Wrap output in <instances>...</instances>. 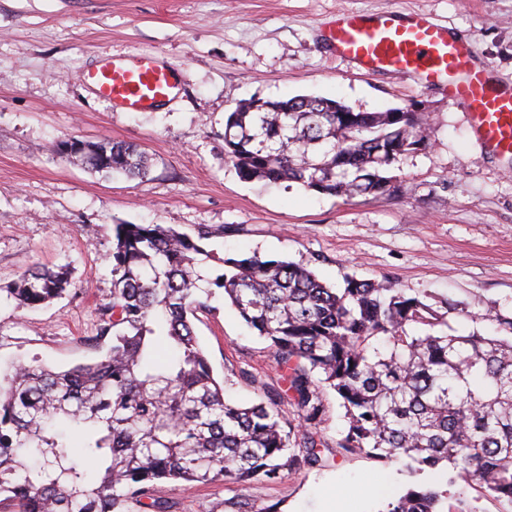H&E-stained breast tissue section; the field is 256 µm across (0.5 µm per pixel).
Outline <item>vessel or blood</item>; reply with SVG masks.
<instances>
[{
  "label": "vessel or blood",
  "mask_w": 512,
  "mask_h": 512,
  "mask_svg": "<svg viewBox=\"0 0 512 512\" xmlns=\"http://www.w3.org/2000/svg\"><path fill=\"white\" fill-rule=\"evenodd\" d=\"M336 56L367 74L388 73L444 88L465 112L471 134L493 156L512 158V82H501L473 58L466 41L422 14L338 13L327 32ZM100 99L130 112L171 100L179 73L157 55L109 59L79 74Z\"/></svg>",
  "instance_id": "vessel-or-blood-1"
}]
</instances>
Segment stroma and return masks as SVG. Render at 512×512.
<instances>
[{"instance_id":"stroma-1","label":"stroma","mask_w":512,"mask_h":512,"mask_svg":"<svg viewBox=\"0 0 512 512\" xmlns=\"http://www.w3.org/2000/svg\"><path fill=\"white\" fill-rule=\"evenodd\" d=\"M421 13L464 38L478 62L512 81V0H0V364L69 368L95 360L89 338L112 300L106 256L117 224H166L219 254H258L308 267L326 283L391 281L433 307L456 303L450 324L473 317L492 330L512 312V163L477 146L445 91L390 75L368 76L327 46L337 11ZM155 54L182 74L178 95L147 112L109 105L78 79L102 59ZM337 98L356 110L412 108L428 121L425 148L401 157L397 192L344 199L295 182L242 181L224 157V126L239 100ZM137 145L149 175L89 170L62 141ZM68 267L63 298L18 307L6 289L34 267ZM229 399L257 401L275 376L267 343L216 294L192 319ZM248 370L252 381L241 378ZM318 434L324 466L242 489L172 491L176 512H383L412 478L401 464L335 452L345 427L324 390ZM346 490L336 504V490Z\"/></svg>"}]
</instances>
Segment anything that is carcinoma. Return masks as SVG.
Wrapping results in <instances>:
<instances>
[{
    "label": "carcinoma",
    "instance_id": "cac0c4a2",
    "mask_svg": "<svg viewBox=\"0 0 512 512\" xmlns=\"http://www.w3.org/2000/svg\"><path fill=\"white\" fill-rule=\"evenodd\" d=\"M68 145L96 172L138 178L151 167L131 143ZM426 145L421 112L323 96L245 99L224 128V156L243 180L346 198L395 191L391 167ZM212 236L114 225L112 302L90 338L105 343L98 358L0 375V512H172L161 483L239 486L319 466L322 386L345 410L338 448L465 483L447 511L448 491L414 484L385 512H476L472 485L512 508V314L491 317V335L450 334L451 304L435 309L388 281L333 288L292 262L219 256L204 247ZM68 285L65 271L29 269L9 293L37 308ZM218 291L277 367L251 406L226 400L229 378L215 379L194 334L190 315Z\"/></svg>",
    "mask_w": 512,
    "mask_h": 512
}]
</instances>
